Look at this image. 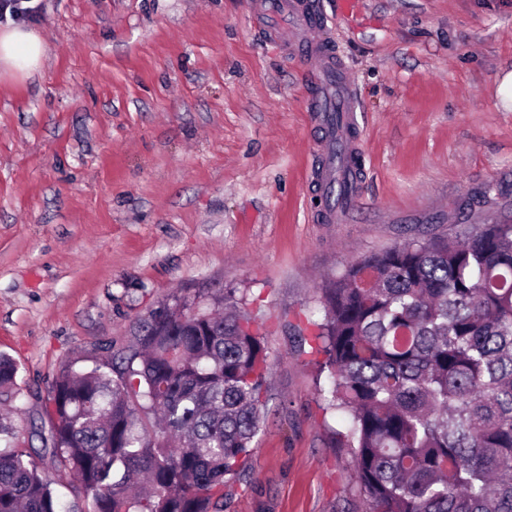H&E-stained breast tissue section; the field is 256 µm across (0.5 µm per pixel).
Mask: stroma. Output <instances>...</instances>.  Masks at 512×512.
Masks as SVG:
<instances>
[{"label":"stroma","instance_id":"1","mask_svg":"<svg viewBox=\"0 0 512 512\" xmlns=\"http://www.w3.org/2000/svg\"><path fill=\"white\" fill-rule=\"evenodd\" d=\"M46 55L0 75V353L31 435L66 364L176 294L234 288L266 334L267 416L226 512H365L308 339L353 259L512 223V0H315L358 108L362 176L317 219L311 61L257 0H35Z\"/></svg>","mask_w":512,"mask_h":512}]
</instances>
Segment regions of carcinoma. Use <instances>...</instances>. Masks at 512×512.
<instances>
[{
	"mask_svg": "<svg viewBox=\"0 0 512 512\" xmlns=\"http://www.w3.org/2000/svg\"><path fill=\"white\" fill-rule=\"evenodd\" d=\"M313 323L327 408L366 512H512V224L350 262ZM16 364L0 356V397ZM266 336L236 289L180 295L90 369L61 368L38 431L54 478L0 449V512H220L265 419Z\"/></svg>",
	"mask_w": 512,
	"mask_h": 512,
	"instance_id": "obj_1",
	"label": "carcinoma"
}]
</instances>
